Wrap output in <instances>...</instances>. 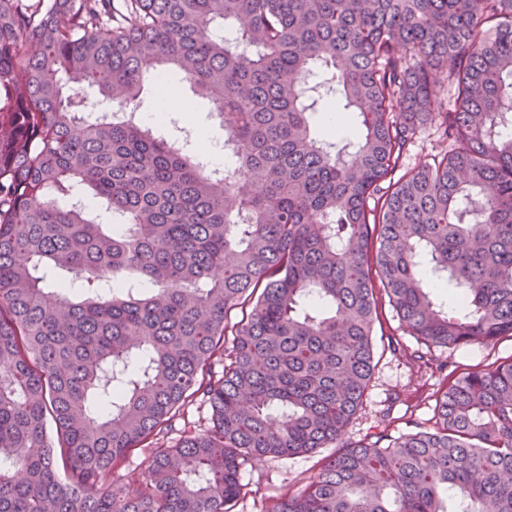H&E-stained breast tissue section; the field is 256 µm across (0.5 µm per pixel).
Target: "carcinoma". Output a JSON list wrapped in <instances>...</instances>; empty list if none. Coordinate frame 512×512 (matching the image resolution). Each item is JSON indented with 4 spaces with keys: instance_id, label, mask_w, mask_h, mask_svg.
<instances>
[{
    "instance_id": "obj_1",
    "label": "carcinoma",
    "mask_w": 512,
    "mask_h": 512,
    "mask_svg": "<svg viewBox=\"0 0 512 512\" xmlns=\"http://www.w3.org/2000/svg\"><path fill=\"white\" fill-rule=\"evenodd\" d=\"M165 74L212 102L224 179L125 118ZM332 108L350 133H315ZM432 121L448 148L403 169ZM509 127L512 0H0V512H231L244 463L333 443L266 512H512V358L447 385L433 430L342 443L373 277L427 346L512 334ZM199 395L211 425L159 446ZM148 454L134 449L126 459L112 470V481L133 486V481L142 478L147 468Z\"/></svg>"
}]
</instances>
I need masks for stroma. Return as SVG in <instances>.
Instances as JSON below:
<instances>
[{
    "mask_svg": "<svg viewBox=\"0 0 512 512\" xmlns=\"http://www.w3.org/2000/svg\"><path fill=\"white\" fill-rule=\"evenodd\" d=\"M374 372L362 408L347 426V442L393 439L415 428L432 426L435 396L464 373L489 370L512 357V335L488 344L457 348L419 342L397 317L385 294L377 296ZM325 448L294 457L264 458L246 463L243 493L233 512H264L269 500L305 487L317 473Z\"/></svg>",
    "mask_w": 512,
    "mask_h": 512,
    "instance_id": "35a3bbf8",
    "label": "stroma"
}]
</instances>
